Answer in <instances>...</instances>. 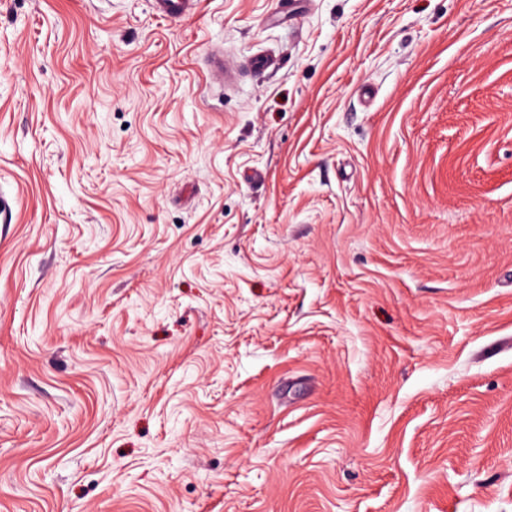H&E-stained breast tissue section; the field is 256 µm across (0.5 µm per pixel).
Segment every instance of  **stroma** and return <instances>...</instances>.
I'll return each mask as SVG.
<instances>
[{"label":"stroma","instance_id":"obj_1","mask_svg":"<svg viewBox=\"0 0 512 512\" xmlns=\"http://www.w3.org/2000/svg\"><path fill=\"white\" fill-rule=\"evenodd\" d=\"M0 194V512H512V0H0ZM153 10L164 17L179 18L195 15L200 8V0H151Z\"/></svg>","mask_w":512,"mask_h":512}]
</instances>
